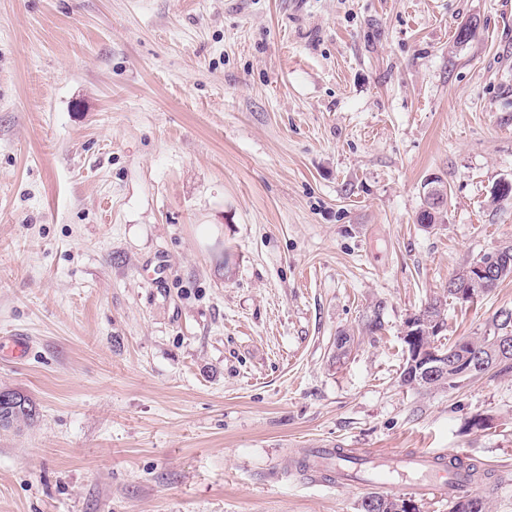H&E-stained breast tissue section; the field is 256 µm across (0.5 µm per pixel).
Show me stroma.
I'll use <instances>...</instances> for the list:
<instances>
[{
    "instance_id": "1",
    "label": "stroma",
    "mask_w": 512,
    "mask_h": 512,
    "mask_svg": "<svg viewBox=\"0 0 512 512\" xmlns=\"http://www.w3.org/2000/svg\"><path fill=\"white\" fill-rule=\"evenodd\" d=\"M505 180L512 0H0V389L37 408L0 512H450L307 479L323 444L463 459L512 512V368L400 384L406 322L512 241ZM503 310L449 301L439 344Z\"/></svg>"
}]
</instances>
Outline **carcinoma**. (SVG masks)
Instances as JSON below:
<instances>
[{"label": "carcinoma", "mask_w": 512, "mask_h": 512, "mask_svg": "<svg viewBox=\"0 0 512 512\" xmlns=\"http://www.w3.org/2000/svg\"><path fill=\"white\" fill-rule=\"evenodd\" d=\"M495 263L498 264V271L486 288L488 292L497 287L501 281L512 277V244H504L470 262L448 282L446 291L431 299L419 311V315L422 317L431 313L436 316L445 315L447 299L456 298L457 291L472 286L470 273L473 272V268ZM383 310V302L374 304L371 314L367 316L366 331L375 335L383 329ZM502 336L512 337V311H501L495 314L480 335L463 338L446 348V352L454 356L447 381L425 385L411 376L409 365L406 364L400 374L401 383L410 389L431 391L452 388L468 379L481 376L494 367L512 361V350L502 354L498 351L497 340ZM15 395L18 396L17 403L7 407L0 406L1 430L9 431L27 426L36 416V407L33 402L18 391ZM467 487L468 484L465 483L458 488L452 512H488V502L482 497L479 498L480 509L472 510L474 495L467 490Z\"/></svg>", "instance_id": "1"}]
</instances>
